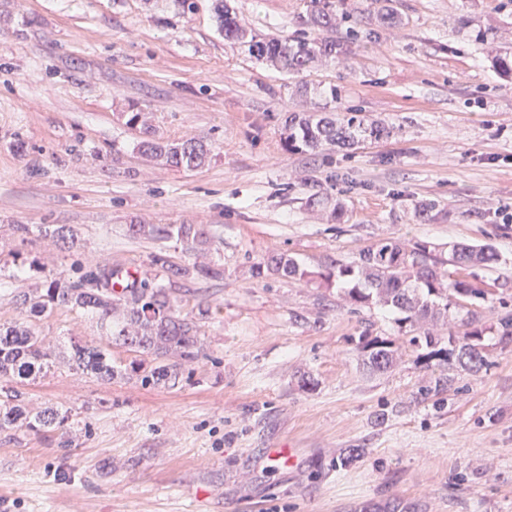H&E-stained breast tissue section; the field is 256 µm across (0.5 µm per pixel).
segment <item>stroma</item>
<instances>
[{"label": "stroma", "instance_id": "stroma-1", "mask_svg": "<svg viewBox=\"0 0 512 512\" xmlns=\"http://www.w3.org/2000/svg\"><path fill=\"white\" fill-rule=\"evenodd\" d=\"M332 2L337 36L357 33L350 53L291 76L226 41L213 0H0V324L125 366L135 353L95 316H36L19 297L51 271L192 262L182 241L130 237L132 224L205 225L220 271L175 285L184 312L210 309L203 354L175 385L63 365L21 385L26 411L69 419L0 431V512H512V338L498 328L512 312V80L482 38L490 27L512 46V0ZM229 5L257 39L318 35L309 0ZM347 109L390 134L285 148L289 113ZM129 112L161 140L215 143L211 159L184 170L142 155ZM62 225L72 243H56ZM386 238L496 253L448 269L488 293L479 372L423 359L397 310L351 306L325 281ZM273 252L304 277L254 276ZM363 336L392 342L389 372L363 367ZM438 379L441 396L424 395ZM347 448L361 454L338 466Z\"/></svg>", "mask_w": 512, "mask_h": 512}]
</instances>
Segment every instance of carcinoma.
<instances>
[{
    "instance_id": "carcinoma-1",
    "label": "carcinoma",
    "mask_w": 512,
    "mask_h": 512,
    "mask_svg": "<svg viewBox=\"0 0 512 512\" xmlns=\"http://www.w3.org/2000/svg\"><path fill=\"white\" fill-rule=\"evenodd\" d=\"M215 12L224 39L248 44V50L259 60L280 64L290 73H300L318 58L334 59L350 47L352 35L342 41L322 36L312 40L271 38L257 41L248 38V30L241 25L225 0H215ZM309 23L316 29L330 33L336 28V14L331 0H310ZM491 63L505 78H512V48L493 46ZM389 134L380 121L370 126L358 112L321 116L290 115L285 120V145L291 151H319L341 145H353L365 134ZM139 150L152 158H159L171 167L192 170L206 163L214 151V144L201 138H187L168 142L145 138ZM129 234L134 238H177L186 242L194 253L208 244L207 231L202 224H131ZM496 255L485 247L466 244L452 246L446 260L437 258L418 244L407 251L391 239H385L360 254L359 264L341 265L326 279L336 278L348 285L345 294L356 307L381 304L404 313L402 321L414 327L428 319L445 316L451 305L460 300L477 304L486 299L485 291L472 283L447 279L445 264L468 266L489 263ZM162 276L173 285L193 276L214 277L211 267L194 262L190 265L168 263L161 256L153 259ZM284 277L304 276L298 263L283 253H271L254 270L263 274ZM20 305L29 306L40 315L55 308L83 311L97 316L103 326L112 328V342L124 346L134 344L132 350L142 359L123 368L112 364V354L98 346L82 345L74 349L73 366L86 374L110 380L126 375L137 376L141 384L156 385L177 378V367L197 360L202 353L199 326L194 317L182 313L179 300L171 287L166 288L154 278L135 277L123 280L121 271L108 265H97L70 280L63 273L45 276L43 288L36 296L23 295ZM476 317L461 320L463 331L457 337V349L438 346L439 340L430 333L412 336L409 344L425 346L424 359L446 362L454 357L471 372L479 371L486 363L481 345L482 331L476 327ZM364 363L374 371H385L395 361L393 344L377 339L361 341ZM52 354L45 338L24 325L0 326V391L7 392L0 403V430L26 428L35 433L56 429L67 416L59 410L46 409L33 417L22 406V392L16 385L35 378L49 365Z\"/></svg>"
}]
</instances>
